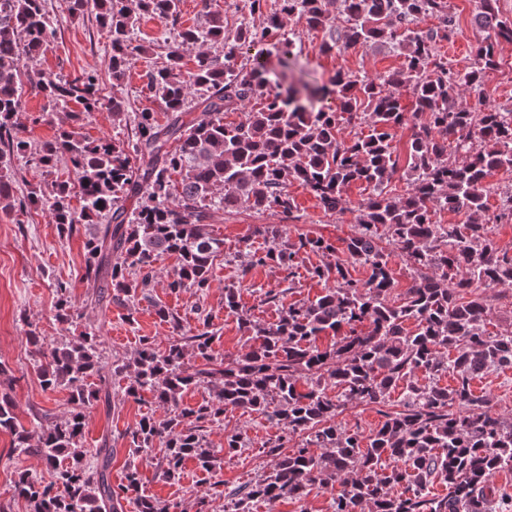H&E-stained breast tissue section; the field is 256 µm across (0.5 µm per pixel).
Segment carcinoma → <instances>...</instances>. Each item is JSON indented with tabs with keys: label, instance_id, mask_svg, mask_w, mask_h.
Segmentation results:
<instances>
[{
	"label": "carcinoma",
	"instance_id": "obj_1",
	"mask_svg": "<svg viewBox=\"0 0 512 512\" xmlns=\"http://www.w3.org/2000/svg\"><path fill=\"white\" fill-rule=\"evenodd\" d=\"M347 25L330 28L329 0H279L261 26L245 20L230 28L213 0H199L204 23L181 27L166 44L165 61L149 72L146 90L164 104L163 113L144 108L135 114L131 143L88 140L74 125L103 105L121 118L123 97L103 102L98 77L30 74L24 60L43 53L56 35L46 0H0V204L20 211L44 209L62 236L89 227L84 244V279L97 284L95 302L133 304L154 287V264L174 255L177 266L167 288L178 292L210 288V272L224 253V240L209 231L214 210L245 203L257 212L295 219L288 192L297 183L324 213L343 210L346 189H370L357 206L360 232L348 239L344 254L322 237H288L273 224L255 227L268 246L244 247L243 271L275 265L293 271L302 253L325 257L311 274L325 285L313 300L282 308L273 323H261L240 308L237 288L224 287V312L237 316L249 344L230 362L211 353L215 331L209 317L193 329L178 314L161 307L172 341L163 352L144 336L128 362L108 364L102 340L90 324L60 341L30 339L39 356L36 374L42 390H69V409L44 418L38 444L17 421L8 397L0 398V430L14 435L13 448L38 457L51 472L45 482L28 471L14 481L30 512H183L139 494L138 467L126 464L123 479H109L112 456L104 443L89 462L83 446L89 407L112 411V377L127 379L125 396L149 391L168 411L164 419L141 418L127 433L134 455L164 449L160 462L168 480L180 477L192 460L204 471L217 466L206 429L219 426L224 410L258 414L280 426L286 441L301 438L287 453L284 443L269 446L274 468L224 507L249 512V503L300 501L315 485L339 486L333 512H491V478L512 469V419L493 410L489 397L475 393L472 380L487 371L512 368V328L492 333V310L478 288L512 299V253L491 238L486 220L488 195L499 196L497 223H512V188L486 184L495 171L512 173V109L486 103L488 72L500 66L498 46L512 42V19L501 16L494 0H474L475 22L483 37L471 62L452 68L434 44L456 34L449 0H341ZM182 0H68L69 16L95 11L112 50V88L121 87L131 60L151 47L134 43L141 18L158 16L176 26ZM297 17L310 31L329 29L320 51L377 44L404 57L400 69L377 79L338 73L319 93L335 96L336 107L316 108L296 92L268 90L260 56L246 50L270 45L284 58L294 40L282 32V18ZM438 21L424 32L411 28L424 18ZM216 46L195 56L185 68L184 47ZM51 106L30 117L50 122L62 115L55 135L36 153L37 164L52 172L63 159L82 173L79 187L66 180L30 187L14 195L11 158L25 155L28 142L14 117L24 109L26 84ZM467 90L471 110L449 104L450 92ZM414 98L412 134L405 168L394 140L407 121L399 92ZM254 107L239 122L224 113L245 101ZM77 104L81 112L69 110ZM366 125L371 133L338 138L341 128ZM403 172L410 189L397 196L391 183ZM80 195L81 207L72 204ZM134 197L129 211L122 200ZM468 213L465 224H439V211ZM385 228L413 271L412 283L394 294L390 256L378 246ZM362 266L367 277H351L348 265ZM55 319L65 330L82 313L69 287L55 285ZM330 336L325 347L318 343ZM201 359L189 364L187 354ZM453 384L439 385L443 376ZM425 383H418V377ZM405 384L402 410L382 412L379 425L363 436L336 423L347 405L383 407L391 391ZM191 388H205L207 399L182 404ZM321 448L316 453L313 448ZM448 485V495H430L433 480ZM401 487L393 494L390 489Z\"/></svg>",
	"mask_w": 512,
	"mask_h": 512
}]
</instances>
